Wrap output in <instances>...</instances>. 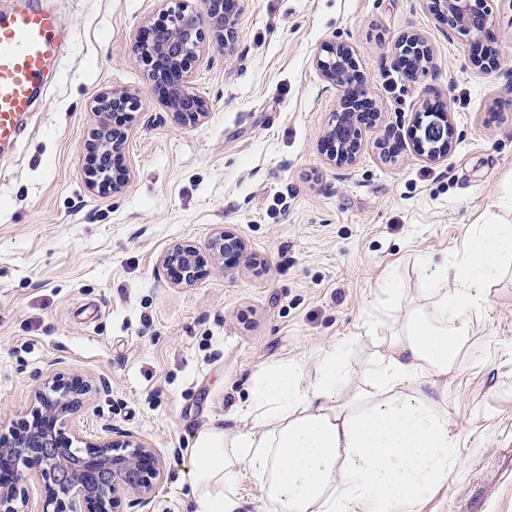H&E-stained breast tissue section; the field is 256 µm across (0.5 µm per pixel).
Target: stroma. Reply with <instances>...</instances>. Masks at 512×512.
<instances>
[{"mask_svg": "<svg viewBox=\"0 0 512 512\" xmlns=\"http://www.w3.org/2000/svg\"><path fill=\"white\" fill-rule=\"evenodd\" d=\"M43 3L61 17L59 52L0 161V430L28 419L48 378L95 384L76 425L160 449L145 512H193L190 437L244 400L255 373L295 360L310 374L341 346L356 390L395 320L425 304L421 260L461 256L477 225L512 224V0L493 2L488 75L425 0H239L232 43L207 38L194 67L205 115L192 125L132 51L157 0ZM406 33L425 38L431 70L396 61ZM336 39L377 114L345 167L326 140L341 93L315 65ZM107 89L138 99L121 154L131 181L115 195L89 189L83 150ZM435 105L459 137L432 163L412 124ZM223 227L246 245L237 260L209 249ZM184 246L202 275L180 288L157 259ZM440 384L460 461L420 512H512V272Z\"/></svg>", "mask_w": 512, "mask_h": 512, "instance_id": "stroma-1", "label": "stroma"}]
</instances>
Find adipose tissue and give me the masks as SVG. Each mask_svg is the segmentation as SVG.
<instances>
[{"instance_id":"ef3b65f1","label":"adipose tissue","mask_w":512,"mask_h":512,"mask_svg":"<svg viewBox=\"0 0 512 512\" xmlns=\"http://www.w3.org/2000/svg\"><path fill=\"white\" fill-rule=\"evenodd\" d=\"M510 268L512 224L479 225L459 262L426 260L429 306L405 313L352 395L337 349L311 374L288 360L255 374L236 411L246 427L214 421L193 434L194 512H240L244 466L275 512H417L458 462L442 402L417 384L452 370L470 313Z\"/></svg>"}]
</instances>
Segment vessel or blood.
Returning a JSON list of instances; mask_svg holds the SVG:
<instances>
[{
	"mask_svg": "<svg viewBox=\"0 0 512 512\" xmlns=\"http://www.w3.org/2000/svg\"><path fill=\"white\" fill-rule=\"evenodd\" d=\"M58 16L41 0L0 10V150L24 132L47 66L55 52Z\"/></svg>",
	"mask_w": 512,
	"mask_h": 512,
	"instance_id": "b4317fda",
	"label": "vessel or blood"
}]
</instances>
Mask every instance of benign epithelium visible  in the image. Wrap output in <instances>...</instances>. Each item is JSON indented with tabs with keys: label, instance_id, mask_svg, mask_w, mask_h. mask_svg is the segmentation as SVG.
<instances>
[{
	"label": "benign epithelium",
	"instance_id": "benign-epithelium-1",
	"mask_svg": "<svg viewBox=\"0 0 512 512\" xmlns=\"http://www.w3.org/2000/svg\"><path fill=\"white\" fill-rule=\"evenodd\" d=\"M493 0H431L446 13L448 26L469 44L478 43L486 30L495 22ZM224 0H203L201 8L193 15L175 17L168 27L154 30L153 39L146 43L136 37L133 41L135 55L146 67L151 81L164 83L168 72L175 74L167 107L187 121L189 116L203 112L202 102L196 101L192 110L183 108L182 102L194 98L191 91L194 78L192 64L203 60L205 30H212L222 42L232 38L231 22L225 20ZM400 56H422L428 53V45L417 34L403 35L396 47ZM325 55L316 56V66L327 83L338 88L347 85L351 77L353 61L349 47L343 42L331 41L322 47ZM98 123L104 124L114 114H132L137 103L132 95L122 90H107L99 94L93 107ZM362 132L337 146L334 162L343 167L354 162L359 151ZM127 134L122 128L112 133V141L90 140L86 148L93 146L104 151H120L124 148ZM91 185L100 193H120L125 182L110 175L96 174ZM212 249L224 256L229 247L238 256L245 250L244 242L232 231L222 229L211 240ZM178 260L186 269L180 285L191 286L200 276L195 251L190 248L164 252L158 263L165 267ZM86 393L58 379L46 381L35 391L33 424L22 435L13 432L0 433V456H9L20 469L17 481L34 477L44 490L42 509L66 504L68 512H124L122 502L126 495H135L132 505L146 507L155 496L163 474V457L144 440L131 433L111 435L105 424L102 434L92 441L80 437L76 441L84 447H72L73 441L63 437L71 416L84 404ZM22 490L15 485H0V512H22L18 498Z\"/></svg>",
	"mask_w": 512,
	"mask_h": 512
}]
</instances>
